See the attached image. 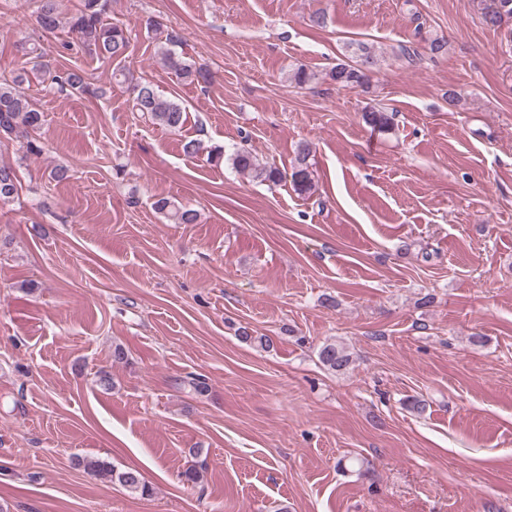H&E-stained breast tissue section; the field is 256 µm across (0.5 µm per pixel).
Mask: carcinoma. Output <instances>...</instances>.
<instances>
[{
	"mask_svg": "<svg viewBox=\"0 0 512 512\" xmlns=\"http://www.w3.org/2000/svg\"><path fill=\"white\" fill-rule=\"evenodd\" d=\"M481 17L488 27L498 28L504 18L512 19V0H481ZM34 17L37 25L45 32L52 33L61 24L58 12V0H34ZM106 0H81L80 8L68 20V28L75 34L78 48L98 58L114 61L126 57L129 48V37L123 26L106 23L103 20ZM158 35L164 37L160 41L161 60L164 65L174 70L180 77L196 82H208L209 74L200 68L186 63L172 46L178 42L177 35L161 31L155 27ZM351 58L331 68L329 78L342 87H365L380 63L379 56L373 46L363 41H352ZM32 69L48 75L51 82L60 90L73 92L87 88L83 76L73 70L61 73H50L42 55L31 57ZM128 82L133 108L150 117L152 123L170 131L182 128L186 120L184 108L175 101L167 99L147 82ZM24 79L17 76L12 82H0V134L22 133L28 139V149L32 153L42 151L41 130L44 125L43 112L23 91ZM312 147L307 142L297 146L295 164L292 167L291 182L300 194H308L313 190L308 159ZM232 166L240 173H246L263 182L278 184L285 175L275 167L262 166L246 148H238L231 155ZM19 179L16 170L8 165H0V201L12 199L18 192ZM155 209L163 213L175 224H194L198 220L197 211L177 204L168 198H160L155 202ZM320 363L333 372L345 370L350 362V354L346 349L335 343L322 346L318 353ZM88 468L106 483H119L121 486L147 495L148 485L135 470L118 471L104 461H90Z\"/></svg>",
	"mask_w": 512,
	"mask_h": 512,
	"instance_id": "obj_1",
	"label": "carcinoma"
}]
</instances>
